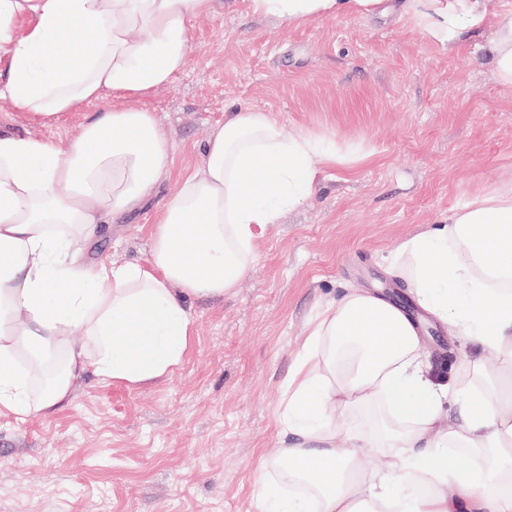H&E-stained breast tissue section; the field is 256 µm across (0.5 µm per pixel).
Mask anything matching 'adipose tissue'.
<instances>
[{
	"instance_id": "1",
	"label": "adipose tissue",
	"mask_w": 512,
	"mask_h": 512,
	"mask_svg": "<svg viewBox=\"0 0 512 512\" xmlns=\"http://www.w3.org/2000/svg\"><path fill=\"white\" fill-rule=\"evenodd\" d=\"M237 0H0V96L45 123L99 110L66 144L0 128V416L71 402L93 374L130 387L168 378L194 334L193 297L231 294L258 241L318 185L319 166L353 170L370 152L272 112L228 110L202 164L169 198L148 264L87 262L97 227L138 209L172 164L153 112L105 105L140 97L187 65L190 22ZM256 16L305 25L390 12L456 53L491 29L495 83L512 91V9L499 0H247ZM389 265L418 315L349 289L320 307L283 392L285 438L254 485L255 512H512V185L467 198L401 241ZM456 328L493 354L436 382L423 322ZM84 340L72 345L74 328ZM63 357L41 394L17 361ZM455 401L458 422L442 409ZM387 466H377L372 449ZM303 492L285 497L283 484Z\"/></svg>"
}]
</instances>
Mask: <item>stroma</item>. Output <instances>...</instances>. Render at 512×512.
<instances>
[{"instance_id": "1", "label": "stroma", "mask_w": 512, "mask_h": 512, "mask_svg": "<svg viewBox=\"0 0 512 512\" xmlns=\"http://www.w3.org/2000/svg\"><path fill=\"white\" fill-rule=\"evenodd\" d=\"M490 38L451 54L393 16L297 27L239 0L192 21L187 66L168 86L108 97L154 112L174 163L143 208L101 225L90 262L147 263L162 205L233 106L267 109L288 132L365 140L372 155L350 172L321 170L316 193L266 229L234 294L191 301L194 336L170 377L129 388L89 374L61 411L0 417V512H254L261 461L281 445L282 386L316 308L349 288L412 308L387 271L399 243L512 182V91L492 78ZM92 112L41 125L0 99V127L64 143ZM425 335L441 382L490 357L452 328L430 323Z\"/></svg>"}]
</instances>
